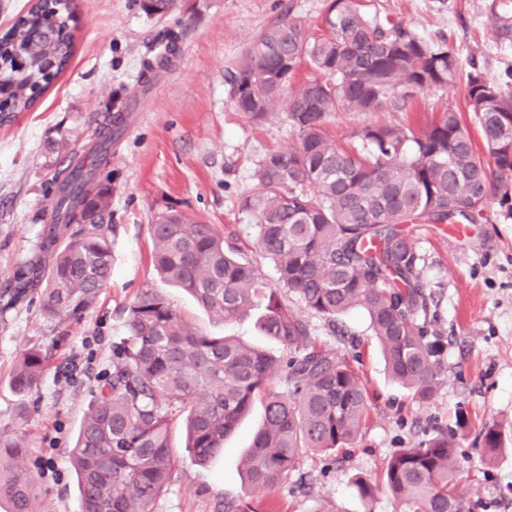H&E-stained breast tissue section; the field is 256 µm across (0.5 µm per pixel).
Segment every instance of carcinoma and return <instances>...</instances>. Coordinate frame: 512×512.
Segmentation results:
<instances>
[{
  "label": "carcinoma",
  "mask_w": 512,
  "mask_h": 512,
  "mask_svg": "<svg viewBox=\"0 0 512 512\" xmlns=\"http://www.w3.org/2000/svg\"><path fill=\"white\" fill-rule=\"evenodd\" d=\"M148 15L164 16L175 0H141ZM73 0H33L0 36V113L29 110L69 66ZM323 33L296 18L264 28L226 81L237 111L255 123L276 109L293 133L288 146L259 164L260 194L240 212L255 219L258 254L277 273L264 281L251 259L213 225L176 209L150 225L156 272L192 295L215 319L232 322L252 310L263 335L282 355L214 336L187 322L159 292L142 291L125 308L123 336L112 343V373L95 393L70 450L82 512H153L176 469L172 424L185 422L186 448L204 464L256 400L263 423L242 459L255 487L288 482L307 451L324 454L357 439L369 397L346 356L315 340L301 315L280 296L330 321L360 309L387 370L413 399L430 401L441 372L442 346L427 339L429 295L421 255L402 225L455 224L483 215L490 199L512 218V74L499 80L472 67L467 111L481 131L488 157L477 153L461 115L449 108L416 126L371 123L340 145L325 133L336 112L406 111L427 89L448 85L459 62L406 25L365 8L363 0H327ZM27 63H15L17 48ZM168 42L148 71L167 68ZM318 73L291 86L301 65ZM118 112L91 148L93 160L70 163L48 190L33 256L18 263L0 295V313L40 291V311L62 336L80 322L112 277V184L101 179L112 140L126 123ZM47 353L20 350L9 384L25 398L40 385ZM484 459L502 449L501 427L480 433ZM13 429H0V512H40L28 448ZM457 442L439 432L417 447L399 448L376 479L356 477L365 501L383 493L396 512H473L457 491Z\"/></svg>",
  "instance_id": "obj_1"
}]
</instances>
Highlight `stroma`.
Instances as JSON below:
<instances>
[{
    "mask_svg": "<svg viewBox=\"0 0 512 512\" xmlns=\"http://www.w3.org/2000/svg\"><path fill=\"white\" fill-rule=\"evenodd\" d=\"M371 8L410 27L459 60L456 82L416 97L413 113L338 112L326 131L345 143L358 126H405L410 115L464 109L471 66L497 77L512 66V36L497 17L512 16V0H368ZM326 0H179L167 16H149L138 0H76L75 53L68 69L27 112L0 120V288L29 255L55 170L85 157L111 115L135 98L126 130L112 146V280L80 323L52 335L39 303L0 316V428L34 440L27 465L35 474L45 512H80L77 480L68 464L79 424L99 377L112 366V341L122 335L124 309L145 289L162 293L187 320L215 336L232 335L272 354L280 347L257 327L258 312L232 324L213 319L187 293L161 279L151 262L150 226L175 208L234 238L260 276L275 282L269 260L255 251L253 223L239 210L259 193L256 171L291 133L281 113L260 124L237 112L225 78L262 29L293 16L318 32ZM175 39L171 66L138 89L145 63L160 41ZM66 137L68 153L56 163L43 155L47 139ZM407 231L423 258L421 278L430 294L429 340L443 347L433 399L421 403L387 374L366 315L353 310L335 324L310 312L302 317L316 341L352 358L366 386L370 412L356 443L333 455L306 453L294 477L269 492L250 491L241 461L262 423L254 404L224 450L199 465L182 427L172 444L178 467L154 512H222L225 503H249L256 512H396L378 495L362 500L356 476H378L390 454L444 430L459 442L463 478L458 490L477 512H512V219L490 203L473 224H411ZM37 344L48 351L40 386L27 397L28 422L8 385L17 351ZM505 437L498 457L485 463L476 437L488 422Z\"/></svg>",
    "mask_w": 512,
    "mask_h": 512,
    "instance_id": "stroma-1",
    "label": "stroma"
}]
</instances>
